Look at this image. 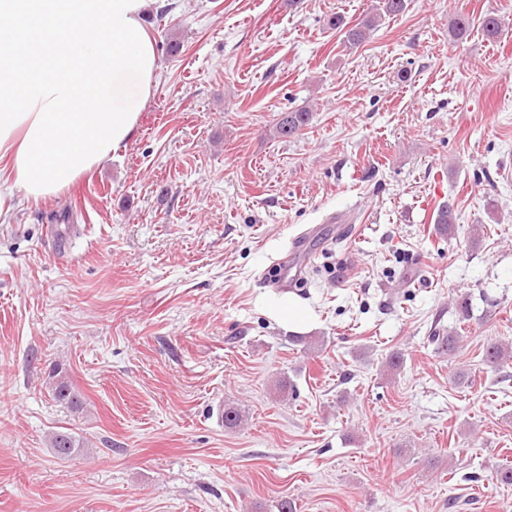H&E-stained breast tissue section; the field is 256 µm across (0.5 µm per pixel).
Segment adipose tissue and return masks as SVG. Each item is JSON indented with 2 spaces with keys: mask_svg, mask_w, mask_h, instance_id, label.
<instances>
[{
  "mask_svg": "<svg viewBox=\"0 0 512 512\" xmlns=\"http://www.w3.org/2000/svg\"><path fill=\"white\" fill-rule=\"evenodd\" d=\"M153 0H0V184L54 198L126 144L154 84Z\"/></svg>",
  "mask_w": 512,
  "mask_h": 512,
  "instance_id": "obj_1",
  "label": "adipose tissue"
}]
</instances>
